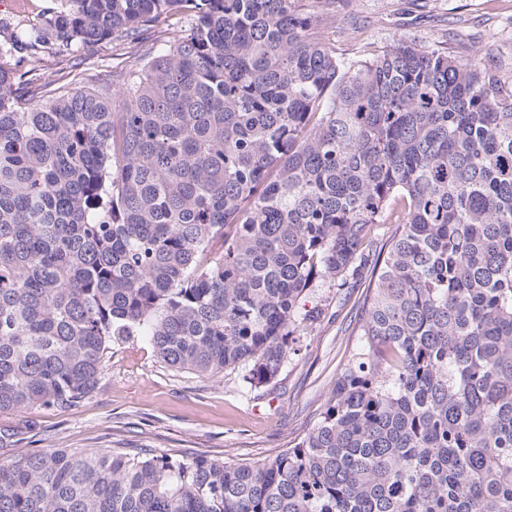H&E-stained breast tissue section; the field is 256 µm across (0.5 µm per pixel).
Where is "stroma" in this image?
I'll use <instances>...</instances> for the list:
<instances>
[{
	"mask_svg": "<svg viewBox=\"0 0 512 512\" xmlns=\"http://www.w3.org/2000/svg\"><path fill=\"white\" fill-rule=\"evenodd\" d=\"M319 30L340 53L371 54L402 35L512 80V0H327ZM367 276L360 271L343 288L316 283L303 300L312 318L295 353L273 381L248 394L241 369L204 378L162 363L148 337L113 343L97 389L75 408L33 407L14 417L23 434L16 448H0V463L52 448H150L231 462L279 453L316 422L357 341Z\"/></svg>",
	"mask_w": 512,
	"mask_h": 512,
	"instance_id": "stroma-1",
	"label": "stroma"
}]
</instances>
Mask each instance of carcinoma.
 <instances>
[{
	"label": "carcinoma",
	"instance_id": "1",
	"mask_svg": "<svg viewBox=\"0 0 512 512\" xmlns=\"http://www.w3.org/2000/svg\"><path fill=\"white\" fill-rule=\"evenodd\" d=\"M300 2L55 0L0 42L1 448L135 334L265 385L313 283L370 269L359 342L290 447L19 453L0 512H512V85L403 36L339 56ZM162 15L189 28L139 50ZM108 39L133 49L118 85L20 71Z\"/></svg>",
	"mask_w": 512,
	"mask_h": 512
}]
</instances>
